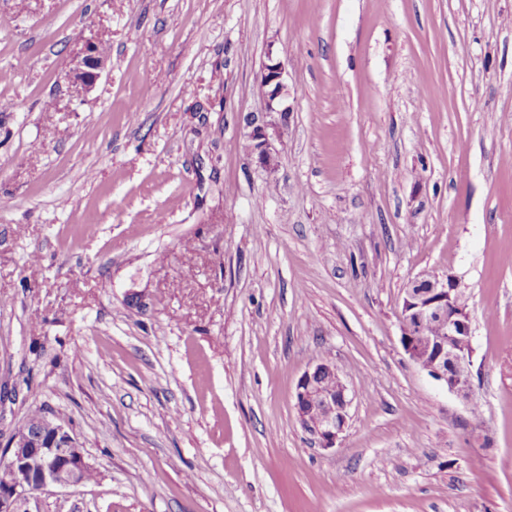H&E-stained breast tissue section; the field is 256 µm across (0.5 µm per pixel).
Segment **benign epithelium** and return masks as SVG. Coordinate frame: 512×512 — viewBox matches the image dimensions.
I'll return each instance as SVG.
<instances>
[{
  "label": "benign epithelium",
  "mask_w": 512,
  "mask_h": 512,
  "mask_svg": "<svg viewBox=\"0 0 512 512\" xmlns=\"http://www.w3.org/2000/svg\"><path fill=\"white\" fill-rule=\"evenodd\" d=\"M108 63L102 46L87 41L72 59L75 81L92 88ZM259 85L267 110L286 116L289 110L288 86L283 80V63L268 57ZM250 131L246 140L251 144L250 157L265 169H272L276 150L272 139L280 134L277 127L253 116L247 120ZM461 291L459 281L449 274L427 275L411 282L404 289L400 319L401 344L409 359L444 383L448 392L472 402L473 347H456L453 341L465 338L472 341L471 315L459 305L454 294ZM433 321L440 335L428 336L419 332L426 321ZM336 372L330 361L319 362L298 378L294 392V409L302 429L322 449L336 447L345 432L353 394L347 383L336 377V387L325 388L320 378ZM321 413L315 415L314 406ZM53 433L34 430L24 423L10 436L0 451V462L17 475L10 486L0 490V512H39L40 495L49 487L66 488L84 483L88 466L74 435L64 426L53 423Z\"/></svg>",
  "instance_id": "1"
}]
</instances>
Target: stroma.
Here are the masks:
<instances>
[{
    "label": "stroma",
    "mask_w": 512,
    "mask_h": 512,
    "mask_svg": "<svg viewBox=\"0 0 512 512\" xmlns=\"http://www.w3.org/2000/svg\"><path fill=\"white\" fill-rule=\"evenodd\" d=\"M1 72L0 447L41 408L96 474L41 512H512V0H0ZM425 273L468 295L472 402L402 349ZM108 63V55L102 46L87 41L72 59V73L76 82L85 88H92L100 79ZM283 63L272 57H268L261 74L259 85L263 91V98L266 100L269 112H280L284 118L289 110L286 102L288 100V86L283 80ZM246 126L250 128V131L246 134V150L251 151L250 157L256 159L257 163L265 169H273L276 162V150L272 147V139L280 136V131L277 130L273 124L268 123L258 116L252 115L247 120ZM269 129H272L273 133H269ZM335 373V375H324ZM322 376V377H321ZM336 384L335 388H324ZM353 394L339 376L331 361H322L309 367L298 378L294 392V409L302 429L322 449L335 448L345 432ZM321 406L315 415L314 406Z\"/></svg>",
    "instance_id": "obj_1"
}]
</instances>
